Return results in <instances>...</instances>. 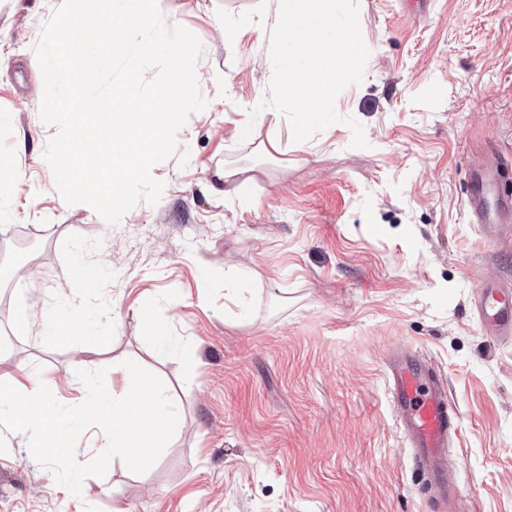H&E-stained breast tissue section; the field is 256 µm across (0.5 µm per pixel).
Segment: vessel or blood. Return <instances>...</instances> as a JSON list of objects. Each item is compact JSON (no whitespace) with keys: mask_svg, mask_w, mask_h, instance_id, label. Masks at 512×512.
I'll list each match as a JSON object with an SVG mask.
<instances>
[{"mask_svg":"<svg viewBox=\"0 0 512 512\" xmlns=\"http://www.w3.org/2000/svg\"><path fill=\"white\" fill-rule=\"evenodd\" d=\"M471 182L467 207L474 223L493 234L512 222V196L499 192L493 168H474ZM474 308L489 336L512 337V287L479 282ZM385 365L390 402L410 448L427 464L424 485L436 512H462V492L443 469L449 442L458 432L445 377L428 359L403 348L391 350Z\"/></svg>","mask_w":512,"mask_h":512,"instance_id":"obj_1","label":"vessel or blood"}]
</instances>
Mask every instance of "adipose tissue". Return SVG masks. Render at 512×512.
<instances>
[{
    "label": "adipose tissue",
    "instance_id": "ef3b65f1",
    "mask_svg": "<svg viewBox=\"0 0 512 512\" xmlns=\"http://www.w3.org/2000/svg\"><path fill=\"white\" fill-rule=\"evenodd\" d=\"M45 380L39 375H28L26 384H7L0 387V419L20 425L37 449L54 450L56 458L71 459V450L53 421L31 408L42 396Z\"/></svg>",
    "mask_w": 512,
    "mask_h": 512
}]
</instances>
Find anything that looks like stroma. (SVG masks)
Wrapping results in <instances>:
<instances>
[{
    "label": "stroma",
    "instance_id": "35a3bbf8",
    "mask_svg": "<svg viewBox=\"0 0 512 512\" xmlns=\"http://www.w3.org/2000/svg\"><path fill=\"white\" fill-rule=\"evenodd\" d=\"M60 3L0 0V166L19 167L0 192V263L36 247L31 277L0 282V380L47 375L76 406V370L107 369L117 397L130 359L164 382L179 425L149 471L113 459L78 497L0 427V512H434L387 394L396 346L448 379L464 508L512 512V340L486 336L472 307L479 281L512 282V228L487 239L466 208L483 162L512 194V0H429L421 16L358 0L364 78L337 96L340 122L300 143L286 117L250 115L269 95L271 0H158L202 43L208 104L151 170L160 201L116 225L67 205L43 156L57 129L39 115L34 46ZM229 163L249 181L225 186ZM65 315L73 339H51Z\"/></svg>",
    "mask_w": 512,
    "mask_h": 512
}]
</instances>
